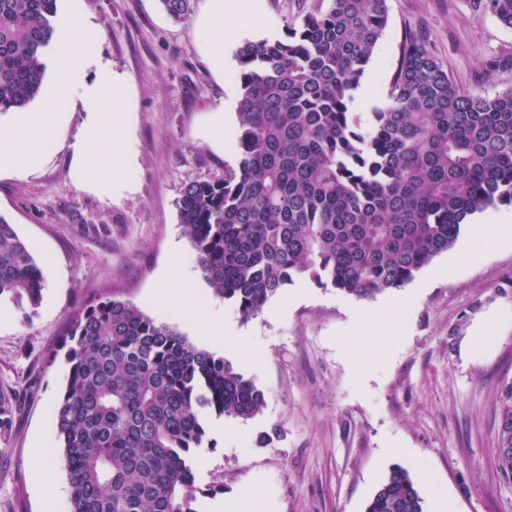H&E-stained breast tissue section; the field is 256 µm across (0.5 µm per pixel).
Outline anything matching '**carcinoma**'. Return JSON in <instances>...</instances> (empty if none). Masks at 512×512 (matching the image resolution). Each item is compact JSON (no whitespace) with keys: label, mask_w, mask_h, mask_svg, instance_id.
Masks as SVG:
<instances>
[{"label":"carcinoma","mask_w":512,"mask_h":512,"mask_svg":"<svg viewBox=\"0 0 512 512\" xmlns=\"http://www.w3.org/2000/svg\"><path fill=\"white\" fill-rule=\"evenodd\" d=\"M176 22L192 0H158ZM512 29V0H474ZM57 0H0V112L41 93ZM387 0H319L284 38L237 51L241 160L185 183L179 222L213 293L257 317L301 278L371 299L412 282L455 244L468 217L512 204V87L456 89L407 31L384 99L361 120L356 90L384 35ZM42 268L0 215V298L38 305ZM53 407L70 512H200L191 455L204 417L249 420L265 393L221 356L133 305L99 302L75 321ZM500 448H512V382ZM365 512H424L396 465Z\"/></svg>","instance_id":"1"}]
</instances>
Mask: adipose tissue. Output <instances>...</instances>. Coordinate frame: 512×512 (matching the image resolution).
Returning a JSON list of instances; mask_svg holds the SVG:
<instances>
[{
	"label": "adipose tissue",
	"mask_w": 512,
	"mask_h": 512,
	"mask_svg": "<svg viewBox=\"0 0 512 512\" xmlns=\"http://www.w3.org/2000/svg\"><path fill=\"white\" fill-rule=\"evenodd\" d=\"M208 8L199 20L207 33V50L216 67L224 65V45L234 29L224 25V0H207ZM91 25L84 14H70L57 40L55 76L42 106L0 118V175L27 176L46 160L47 146L69 155L68 174L77 187L109 192L129 190L134 181L136 158L128 141L132 123L129 80L115 73L100 57L87 54L78 45L89 35ZM95 69L94 82L82 81V74ZM85 117L73 139L62 134L65 118L75 106Z\"/></svg>",
	"instance_id": "obj_1"
}]
</instances>
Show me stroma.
I'll return each mask as SVG.
<instances>
[{
  "label": "stroma",
  "instance_id": "1",
  "mask_svg": "<svg viewBox=\"0 0 512 512\" xmlns=\"http://www.w3.org/2000/svg\"><path fill=\"white\" fill-rule=\"evenodd\" d=\"M251 13L226 15L237 30L216 71L195 20L173 22L158 0H58L57 16L85 14L92 35L86 53L108 61L131 81L138 159L136 187L111 198L78 189L65 152L22 178H0V215L43 269L38 306L0 300V396L11 399L0 428V512H49L69 482L52 408L69 370L74 321L106 299L136 306L191 336L254 379L266 396L261 414L226 418L208 429L195 459L196 484L208 500L247 488L238 512L255 501L270 512H364L392 466L415 478L425 512L437 496L453 512H512V480L497 468L500 387L512 381V228L497 205L463 225L454 246L404 288L369 300L296 281L243 320L218 301L194 335L193 311L152 303L170 266L182 262L201 292L209 287L179 224L180 189L237 167L240 89L236 52L247 40L280 39L288 23L316 0H250ZM389 23L354 93L369 111L397 69L404 31L421 34L463 91L512 87V29L473 10L471 0H388ZM224 111V148L203 135L213 110ZM484 329L488 352L462 361L448 345L456 325ZM44 454L56 485L42 484L31 465Z\"/></svg>",
  "mask_w": 512,
  "mask_h": 512
}]
</instances>
